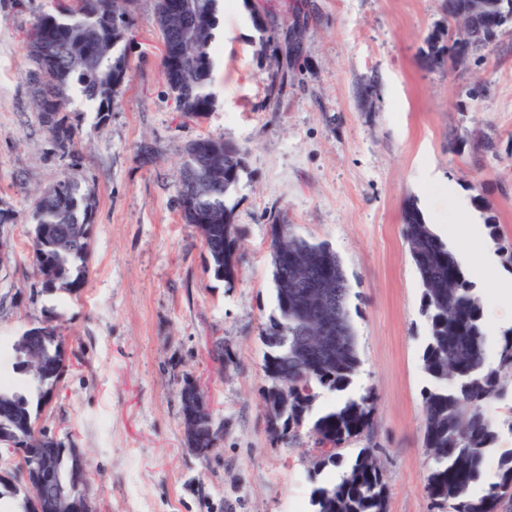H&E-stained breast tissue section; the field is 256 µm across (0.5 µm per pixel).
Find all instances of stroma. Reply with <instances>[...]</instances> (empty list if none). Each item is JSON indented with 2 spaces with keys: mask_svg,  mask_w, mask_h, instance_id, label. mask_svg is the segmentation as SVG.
<instances>
[{
  "mask_svg": "<svg viewBox=\"0 0 512 512\" xmlns=\"http://www.w3.org/2000/svg\"><path fill=\"white\" fill-rule=\"evenodd\" d=\"M277 20L276 54L222 16L208 90L211 112H177L163 76L155 0H136L129 78L99 117L72 90L77 147L61 153L41 123L27 73V34L58 0H0V344L44 323L66 343L67 369L37 410L38 431L80 448L97 512H311L316 486L375 449L387 512H429L422 367L429 326L402 233L405 202L448 186L495 218L512 243V24L489 48L430 68L429 38L447 28L441 0H263ZM287 79L265 108L271 73ZM494 152L476 154L475 131ZM238 146L245 168L230 203L242 238L234 285L215 279L177 185L200 138ZM151 144L155 156L143 160ZM74 176L92 205L89 275L76 294L41 288L32 248L39 195ZM328 243L350 284L360 366L343 392L317 390L291 443L266 423L267 347L276 314L271 214ZM199 382L222 438L199 457L186 444L178 393ZM375 398L373 425L338 467H317L308 425L346 399Z\"/></svg>",
  "mask_w": 512,
  "mask_h": 512,
  "instance_id": "obj_1",
  "label": "stroma"
}]
</instances>
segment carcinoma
<instances>
[{
    "instance_id": "cac0c4a2",
    "label": "carcinoma",
    "mask_w": 512,
    "mask_h": 512,
    "mask_svg": "<svg viewBox=\"0 0 512 512\" xmlns=\"http://www.w3.org/2000/svg\"><path fill=\"white\" fill-rule=\"evenodd\" d=\"M207 25L206 40L193 48L197 72L167 79L168 89L181 102L185 116L198 119L214 106L207 91L211 79L213 30L218 0H184ZM102 0H73L51 13L40 15L28 34V56L32 68L39 117H50L48 134L62 152L78 139V129L66 114L69 91L79 87L84 97L97 104L102 114L112 108L118 95L116 82L127 80L128 64L120 46L130 38L129 0H109V13ZM169 0H156L155 24L161 40L172 44L171 30L163 15ZM262 50L271 46L276 21L268 13L253 14ZM244 168L242 151L224 145L217 171L205 157L185 149L181 167L178 204L184 223L193 227L210 258L213 274L232 284L238 275L239 234L234 208L227 200ZM39 198L34 210L32 248L44 255L37 270L42 287L77 293L87 281L88 209L75 178L66 176ZM403 237L417 268L422 290V312L430 324L429 341L423 351L424 372L437 387L423 395L424 446L431 465L426 478L430 512H499L505 495L512 490V452L498 461V481L488 484L475 497L471 486L480 481L487 450L497 443L502 430L512 434V415L499 421L488 413L512 383V327L501 331L495 361H489L490 345L483 304L473 284L464 276L448 243L434 234L414 203L402 210ZM269 253L279 314L262 328L268 352L264 370L271 381L265 393L267 423L273 438L289 443L296 436L315 397L322 388L342 391L359 366L355 332L347 301L349 284L336 253L325 242L309 241L274 216L271 219ZM312 262L307 276H330L335 282L338 341L332 350L300 348L308 336L301 314V299L308 291L295 282L294 262ZM45 373L25 369L26 356L11 345L0 355V404L22 409L17 422L0 410V433L29 437L36 434L35 418L26 392L34 388L38 399L48 396L65 371V346L53 328L39 340ZM373 403L370 395L350 399L340 408L320 415L310 428L320 450L319 464L336 465L339 449L370 425ZM313 512H386V482L373 449L359 451L339 481L314 488L310 494Z\"/></svg>"
}]
</instances>
